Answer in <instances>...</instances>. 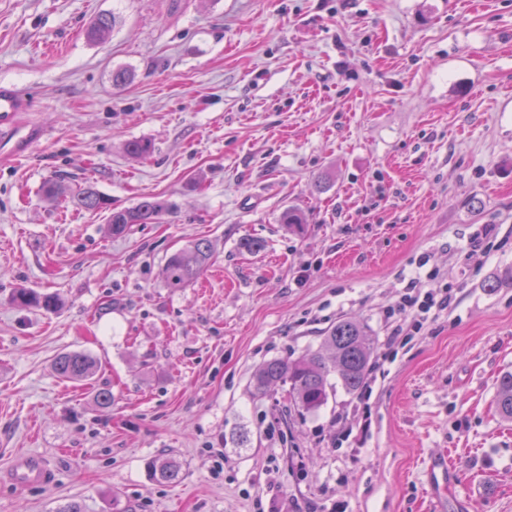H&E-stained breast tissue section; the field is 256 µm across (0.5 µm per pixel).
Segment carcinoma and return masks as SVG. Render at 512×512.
Instances as JSON below:
<instances>
[{
    "instance_id": "carcinoma-1",
    "label": "carcinoma",
    "mask_w": 512,
    "mask_h": 512,
    "mask_svg": "<svg viewBox=\"0 0 512 512\" xmlns=\"http://www.w3.org/2000/svg\"><path fill=\"white\" fill-rule=\"evenodd\" d=\"M116 23L115 15L103 13L94 19L86 35L92 41H101L113 31ZM45 194L51 199L68 194L77 209L110 212L108 228L114 236L124 235L135 224H158L168 212L167 203L157 197H145L132 207L114 209L110 199L91 183L69 194L61 185L51 182L45 186ZM212 257V247L207 240H197L171 254L163 268L167 287L190 286L211 264ZM14 302L20 307L49 312L58 307L55 296L33 289H20ZM374 351L375 341L366 327L343 317L325 332L321 349L308 350L294 359L277 358L262 363L254 370L250 385L258 396L267 395L274 386H286L292 406L315 412L327 403L333 376L349 395L363 393L368 385ZM97 369L96 359L84 352L62 353L54 361L56 374L70 382L89 381ZM494 402L499 415L512 420V371L500 375ZM148 469L155 481L173 482L179 478L181 465L175 457L166 454L149 461Z\"/></svg>"
}]
</instances>
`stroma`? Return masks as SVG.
<instances>
[{
	"label": "stroma",
	"instance_id": "35a3bbf8",
	"mask_svg": "<svg viewBox=\"0 0 512 512\" xmlns=\"http://www.w3.org/2000/svg\"><path fill=\"white\" fill-rule=\"evenodd\" d=\"M101 13L118 24L93 42ZM1 86L26 106L0 127V512H431L443 461L464 472L442 512H512L493 406L512 370V0H0ZM51 180L171 212L115 237ZM199 238L211 266L167 287ZM422 264L453 300L388 345ZM20 288L62 304L17 307ZM342 317L375 338L363 397L253 395L257 365ZM72 351L99 362L93 387L57 377ZM26 453L50 484L7 482ZM164 453L177 482L149 474ZM212 257V247L207 240H197L188 247L171 254L163 268L167 287L190 286L211 264Z\"/></svg>",
	"mask_w": 512,
	"mask_h": 512
}]
</instances>
